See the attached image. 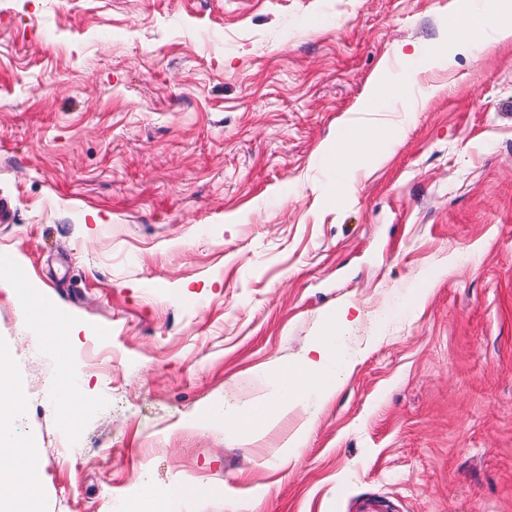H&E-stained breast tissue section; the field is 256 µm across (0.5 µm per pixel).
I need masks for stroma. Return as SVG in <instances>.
<instances>
[{
	"label": "stroma",
	"mask_w": 512,
	"mask_h": 512,
	"mask_svg": "<svg viewBox=\"0 0 512 512\" xmlns=\"http://www.w3.org/2000/svg\"><path fill=\"white\" fill-rule=\"evenodd\" d=\"M449 2L0 0V252L75 334L31 343L0 291L37 512H127L145 479L161 512H512V44L415 72L414 107L357 109L395 49L440 41ZM410 109L334 201L340 123ZM346 303L344 357L386 340L308 403L295 458L277 451L300 413L247 446L196 425ZM62 376L93 404L74 423ZM185 484L208 492L170 497Z\"/></svg>",
	"instance_id": "obj_1"
}]
</instances>
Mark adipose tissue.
Wrapping results in <instances>:
<instances>
[{
  "instance_id": "adipose-tissue-1",
  "label": "adipose tissue",
  "mask_w": 512,
  "mask_h": 512,
  "mask_svg": "<svg viewBox=\"0 0 512 512\" xmlns=\"http://www.w3.org/2000/svg\"><path fill=\"white\" fill-rule=\"evenodd\" d=\"M448 22L454 25L459 43H511L512 0H452ZM406 131V124L401 123L368 132L354 120H345L335 140L325 147L323 159L335 168L340 185L353 187L357 175L381 161L404 139ZM350 315L347 305L325 312L318 335L298 364L286 367L276 363L253 371L254 381L264 392L237 418L241 443H249L258 428L272 427L307 400L329 403L335 399L351 368L337 352L340 333L349 324ZM20 411L19 389L0 386V486L12 492L15 506L11 512H35V496L22 490L14 477L21 462L34 460L17 443L12 431V422Z\"/></svg>"
}]
</instances>
